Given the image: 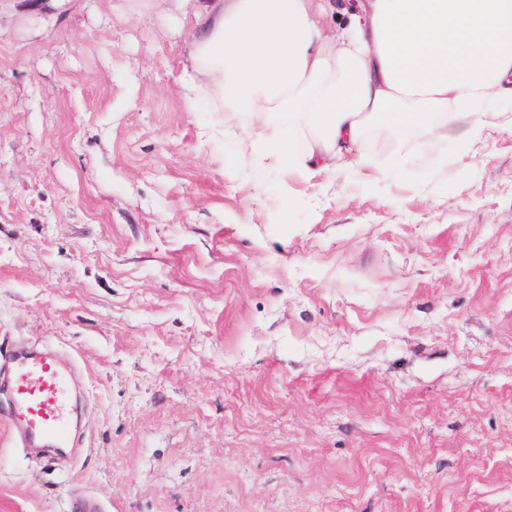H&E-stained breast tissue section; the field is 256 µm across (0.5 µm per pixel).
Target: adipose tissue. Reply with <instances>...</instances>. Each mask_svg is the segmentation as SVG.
I'll list each match as a JSON object with an SVG mask.
<instances>
[{
  "instance_id": "ef3b65f1",
  "label": "adipose tissue",
  "mask_w": 512,
  "mask_h": 512,
  "mask_svg": "<svg viewBox=\"0 0 512 512\" xmlns=\"http://www.w3.org/2000/svg\"><path fill=\"white\" fill-rule=\"evenodd\" d=\"M338 0H196L192 68L182 77L225 119L247 115L263 149L257 164L315 175L356 149L365 130L406 125L447 138L437 113L475 114L467 134L494 128L493 104L512 97V0H356L335 36ZM302 138L279 134L282 120Z\"/></svg>"
}]
</instances>
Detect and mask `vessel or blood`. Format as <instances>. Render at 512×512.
I'll list each match as a JSON object with an SVG mask.
<instances>
[{
	"label": "vessel or blood",
	"instance_id": "1",
	"mask_svg": "<svg viewBox=\"0 0 512 512\" xmlns=\"http://www.w3.org/2000/svg\"><path fill=\"white\" fill-rule=\"evenodd\" d=\"M11 363L10 424L31 445L70 444L72 414L69 405L72 361L48 350H14L4 353Z\"/></svg>",
	"mask_w": 512,
	"mask_h": 512
}]
</instances>
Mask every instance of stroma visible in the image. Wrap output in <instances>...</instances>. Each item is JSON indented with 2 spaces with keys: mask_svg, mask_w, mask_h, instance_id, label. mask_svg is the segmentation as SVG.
Returning <instances> with one entry per match:
<instances>
[{
  "mask_svg": "<svg viewBox=\"0 0 512 512\" xmlns=\"http://www.w3.org/2000/svg\"><path fill=\"white\" fill-rule=\"evenodd\" d=\"M184 0H0V338L71 355L66 459L0 402V512H512V101L311 180L188 101Z\"/></svg>",
  "mask_w": 512,
  "mask_h": 512,
  "instance_id": "obj_1",
  "label": "stroma"
}]
</instances>
